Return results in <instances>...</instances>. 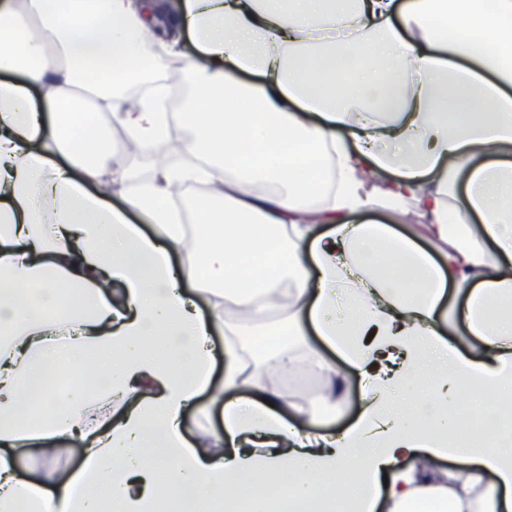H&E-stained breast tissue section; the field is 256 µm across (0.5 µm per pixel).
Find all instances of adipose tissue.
I'll return each mask as SVG.
<instances>
[{
	"label": "adipose tissue",
	"instance_id": "adipose-tissue-1",
	"mask_svg": "<svg viewBox=\"0 0 512 512\" xmlns=\"http://www.w3.org/2000/svg\"><path fill=\"white\" fill-rule=\"evenodd\" d=\"M181 30L192 51L160 52ZM175 60L205 164L112 207L113 157L87 106L142 149L167 142L165 86L136 104L123 88ZM189 179L221 186L192 226L170 191ZM411 207L424 236L390 224ZM374 209L389 223L355 222ZM450 287L464 303H445ZM230 298L240 323L224 320ZM273 310L286 316L270 325ZM450 316L475 353L449 338ZM310 327L363 379L339 432L255 363L316 372L323 399L341 398ZM243 386L255 399L232 397ZM204 393L224 428L191 441ZM499 403H512V0H0V512H151L164 484L189 489L191 512L233 498L271 512L256 474L289 477L302 506L342 470L368 489L361 512H512L510 427L460 449L471 465L446 484L401 467L448 457L446 428ZM74 441L82 466H55ZM22 456L42 460L37 479Z\"/></svg>",
	"mask_w": 512,
	"mask_h": 512
}]
</instances>
